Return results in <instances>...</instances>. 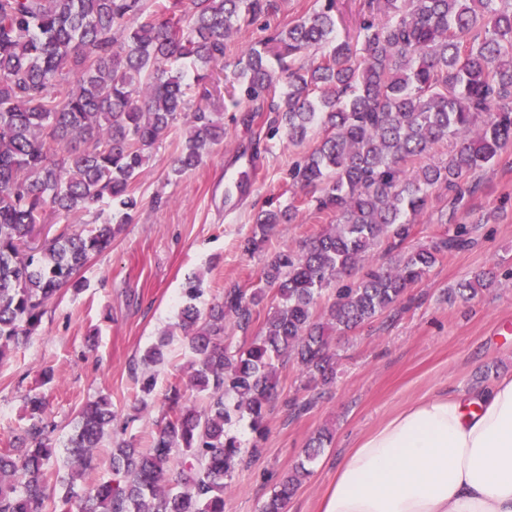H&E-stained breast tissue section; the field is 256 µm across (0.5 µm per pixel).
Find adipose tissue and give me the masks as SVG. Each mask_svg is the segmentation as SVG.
Wrapping results in <instances>:
<instances>
[{"instance_id":"ef3b65f1","label":"adipose tissue","mask_w":512,"mask_h":512,"mask_svg":"<svg viewBox=\"0 0 512 512\" xmlns=\"http://www.w3.org/2000/svg\"><path fill=\"white\" fill-rule=\"evenodd\" d=\"M323 512H512V375L413 401L336 466Z\"/></svg>"}]
</instances>
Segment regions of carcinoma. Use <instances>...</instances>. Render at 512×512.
I'll return each instance as SVG.
<instances>
[{"instance_id":"cac0c4a2","label":"carcinoma","mask_w":512,"mask_h":512,"mask_svg":"<svg viewBox=\"0 0 512 512\" xmlns=\"http://www.w3.org/2000/svg\"><path fill=\"white\" fill-rule=\"evenodd\" d=\"M504 2L368 0L356 47L338 38L328 0L242 52L241 98L269 100L270 134L282 128L289 144L300 145L314 127L324 132L288 171L303 195L285 211L259 210L244 250H259L309 204L333 225L274 253L263 288H226L221 302L202 310L200 281L187 282L178 327L193 357L188 380L165 398L150 447L115 436L111 480L75 490V475L99 467L96 449L116 419L109 399L80 413L63 473L49 468L56 426L46 398L28 395L25 437L0 448V512H224L236 467L257 451L226 426L246 416L256 439L265 437L278 365L296 360L309 387L333 382L332 333L396 310L441 259L469 245V231L456 224L393 265L372 259L375 248L396 251L413 235L432 191L442 192L452 216L467 207L480 172L512 147V5ZM272 8L270 0H0V362L35 334L61 289H80L77 275L91 255L133 222V184L168 132L185 129L170 166L175 178L224 142L223 123L190 107L192 85L173 63L191 60L201 71L195 82L203 81L233 35ZM324 46L320 61L303 62ZM271 57L286 85L278 96ZM448 140L447 160L424 162ZM105 201L112 211L101 223L65 227L24 250L47 217L97 213ZM356 271V282L338 287ZM495 278L482 272L457 294L473 300ZM333 288L336 301L320 321L315 308ZM265 307L264 327L251 338ZM226 320L242 341L225 338ZM168 342L165 332L143 363L162 364ZM155 385V374L144 372L136 412ZM332 441L329 428L311 438L260 512H285Z\"/></svg>"}]
</instances>
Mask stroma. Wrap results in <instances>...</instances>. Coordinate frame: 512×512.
I'll return each mask as SVG.
<instances>
[{
    "label": "stroma",
    "mask_w": 512,
    "mask_h": 512,
    "mask_svg": "<svg viewBox=\"0 0 512 512\" xmlns=\"http://www.w3.org/2000/svg\"><path fill=\"white\" fill-rule=\"evenodd\" d=\"M273 2V11L235 34L223 63L209 72V89L227 92L236 82V61L245 48L266 31L319 10L324 0ZM222 119L223 145L176 181L168 180L167 173L184 136L182 128L171 130L134 184L140 201L136 220L122 226L111 248L91 258L81 272L82 290H62L48 305L36 335L0 364V448L28 426L24 397L40 389L58 425L52 462L66 468L68 439L87 402L104 395L119 418L129 414L140 396V360L159 333L176 322L188 276L202 277L197 304L209 307L222 299L225 288L256 287L276 251L297 247L328 226L325 216L307 209L298 223L280 225L263 252H243L242 243L255 228V212L292 202L288 169L308 147L289 145L281 134L269 136V113H253L245 101L225 100ZM243 148L256 149L261 175L229 200L224 196L228 177L247 169L238 156ZM470 203L475 214L466 223L473 247L436 264L409 290L405 308L333 335L334 384L311 391L296 361L283 368L280 398L268 412L267 437L225 490V512H259L309 439L328 427L334 431L332 444L286 508L321 512L337 461L409 401L451 389L473 390L512 374V149L480 173ZM488 269L498 272L494 286L469 302L454 297L461 282ZM190 360L185 341L173 337L164 363L155 369L157 385L148 408L127 429L138 447L150 446L161 400L171 383L186 380ZM46 368L54 372L48 384L42 381ZM294 397L314 398L315 405L293 415L284 402Z\"/></svg>",
    "instance_id": "35a3bbf8"
}]
</instances>
